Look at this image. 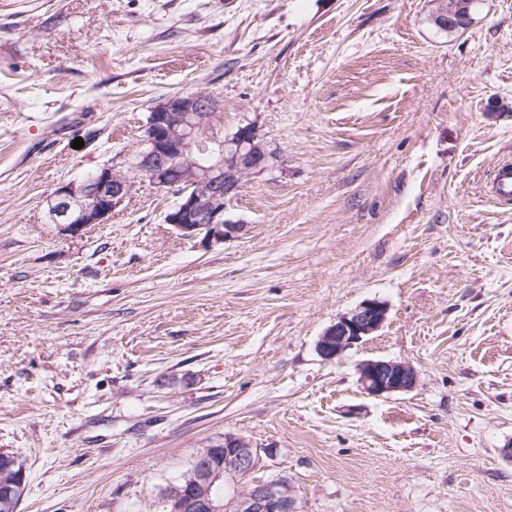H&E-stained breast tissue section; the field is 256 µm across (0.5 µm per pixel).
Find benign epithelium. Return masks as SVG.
<instances>
[{
	"label": "benign epithelium",
	"instance_id": "7a95c632",
	"mask_svg": "<svg viewBox=\"0 0 512 512\" xmlns=\"http://www.w3.org/2000/svg\"><path fill=\"white\" fill-rule=\"evenodd\" d=\"M220 104L202 93L169 96L149 113L143 148L133 168L159 187L176 191L177 201L165 216L186 237L204 235L222 244L242 234L246 225L226 218L241 182L273 170L281 161L260 130L241 125L230 136L215 132ZM129 181L111 166H103L79 182L59 186L48 209L54 224L77 231L101 224L112 216L129 192ZM388 308L379 300H366L327 327L316 348L322 359L340 358L348 349L376 332L386 321ZM418 372L397 360H369L359 368L363 390L374 397L407 392L418 383ZM224 454L202 448L189 473L164 489L168 512H300L294 486L286 477L257 476L260 449L246 437L224 435ZM6 459L0 487L22 488L25 470Z\"/></svg>",
	"mask_w": 512,
	"mask_h": 512
}]
</instances>
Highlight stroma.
<instances>
[{
  "instance_id": "stroma-1",
  "label": "stroma",
  "mask_w": 512,
  "mask_h": 512,
  "mask_svg": "<svg viewBox=\"0 0 512 512\" xmlns=\"http://www.w3.org/2000/svg\"><path fill=\"white\" fill-rule=\"evenodd\" d=\"M438 0H0V449L17 512H163L194 454L247 437L301 512H512V0L438 31ZM282 155L182 236L131 169L165 97ZM82 148H72L75 138ZM130 190L70 233L62 184ZM382 327L319 336L361 302ZM413 365L368 395V360ZM493 180V196L502 201L512 200V163H503L497 169ZM388 308L379 300H366L327 327L316 348L322 359L340 358L348 349L376 332L386 321ZM418 372L409 363L397 360H369L359 368L363 390L374 397L407 392L418 383ZM3 455H1L0 450V460L1 458H4L6 460L5 462V472L3 475L0 473V487H4V489L9 493L13 490H16V488L21 489L24 485L26 475L25 470L23 467L19 470H16L18 461L12 460V457L8 458V454H6V451L2 450ZM11 459V460H10ZM3 476V480H1Z\"/></svg>"
}]
</instances>
